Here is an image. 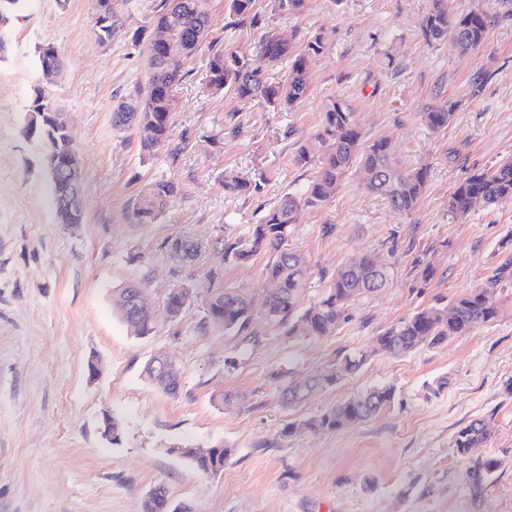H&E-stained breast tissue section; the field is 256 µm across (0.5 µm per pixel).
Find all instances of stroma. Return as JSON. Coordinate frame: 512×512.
Here are the masks:
<instances>
[{
    "instance_id": "stroma-1",
    "label": "stroma",
    "mask_w": 512,
    "mask_h": 512,
    "mask_svg": "<svg viewBox=\"0 0 512 512\" xmlns=\"http://www.w3.org/2000/svg\"><path fill=\"white\" fill-rule=\"evenodd\" d=\"M114 3L123 24L102 45L95 0H27L0 60V512H138L159 484L194 512H512V279L498 291L496 318L470 335L374 357L296 408L282 405L274 380L289 369L318 373L338 352L372 347L401 318L446 305L512 258V203L463 219L448 210L470 172L512 158V0H488L500 20L486 46L465 56L425 41L429 0H309L293 17L257 0L254 26L233 23L227 0H209L218 47L254 54L268 28L301 41L323 28L328 47L311 66L302 103L274 111L214 93L209 52L199 51L174 92L172 134L149 154L134 131L113 127L112 109L146 80L135 34L162 0ZM45 43L66 63L52 84L38 66ZM40 92L67 115L83 160L87 218L71 228L56 222L42 153L25 131ZM331 96L353 105L368 137L392 139L402 169L425 164L430 173L408 215L356 175L305 211L291 244L314 265L306 299L318 300L336 268L363 253L389 263L385 288L356 302L352 321L326 339L287 335L259 315L239 334L202 329L209 290L263 288L266 255L239 263L224 245L246 243L270 207L311 180L312 169L293 158ZM444 100L455 103L454 118L436 131L420 114ZM229 171L255 190H226ZM162 179L176 185L163 213L136 222L140 191ZM175 238L201 245L195 263L170 257ZM419 255L437 269L426 284L412 264ZM131 280L154 314L145 337L132 335L112 307ZM182 287L195 300L169 316L167 294ZM158 355L180 364L178 395L147 378ZM441 378L445 390L428 395ZM385 383L397 399L376 418L285 435L289 421ZM227 392L238 402L224 405ZM106 414L120 423L119 442L102 435ZM475 419L492 426L478 455L503 462L479 501L452 447L453 434ZM217 443L235 453L215 477L179 453Z\"/></svg>"
}]
</instances>
